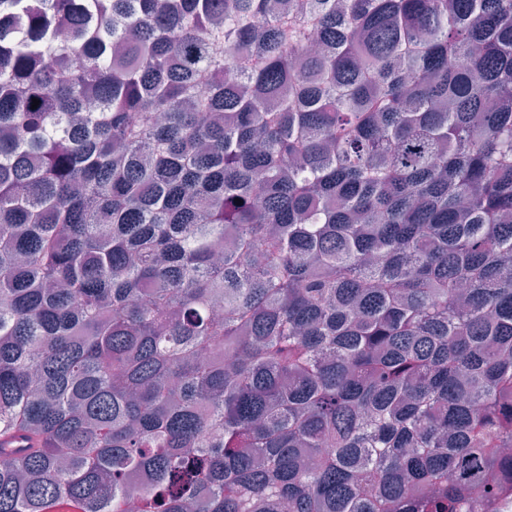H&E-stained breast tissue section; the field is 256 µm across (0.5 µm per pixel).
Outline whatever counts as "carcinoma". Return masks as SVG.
<instances>
[{
    "label": "carcinoma",
    "instance_id": "1",
    "mask_svg": "<svg viewBox=\"0 0 512 512\" xmlns=\"http://www.w3.org/2000/svg\"><path fill=\"white\" fill-rule=\"evenodd\" d=\"M510 267L512 0H0V512H498Z\"/></svg>",
    "mask_w": 512,
    "mask_h": 512
}]
</instances>
